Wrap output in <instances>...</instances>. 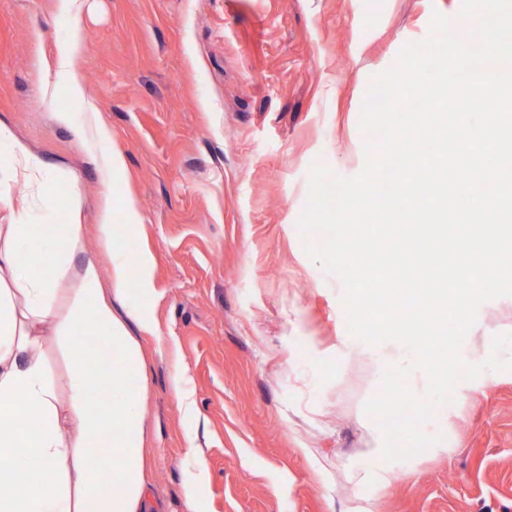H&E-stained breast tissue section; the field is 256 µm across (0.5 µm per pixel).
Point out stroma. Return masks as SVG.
Here are the masks:
<instances>
[{
	"label": "stroma",
	"instance_id": "35a3bbf8",
	"mask_svg": "<svg viewBox=\"0 0 512 512\" xmlns=\"http://www.w3.org/2000/svg\"><path fill=\"white\" fill-rule=\"evenodd\" d=\"M462 0H0V120L60 172L83 216L80 264L102 250L97 159L56 112L79 111L53 66L85 32L84 98L123 153L118 195L144 222L119 250L151 252L141 337L150 467L163 512H512V296L483 303L502 355L459 359L441 381L400 373L398 343L359 344L339 279L297 226L313 163L365 165L359 127L372 77L424 40L434 13L467 34ZM188 370L199 416L171 387ZM385 451L374 456L373 433ZM205 450L195 506L188 437Z\"/></svg>",
	"mask_w": 512,
	"mask_h": 512
}]
</instances>
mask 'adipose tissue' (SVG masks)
<instances>
[{"instance_id":"1","label":"adipose tissue","mask_w":512,"mask_h":512,"mask_svg":"<svg viewBox=\"0 0 512 512\" xmlns=\"http://www.w3.org/2000/svg\"><path fill=\"white\" fill-rule=\"evenodd\" d=\"M85 52L80 27H72L56 47V75L74 100L83 101L81 60ZM84 147L98 151L108 129L98 112L84 117L54 113ZM37 185L45 198L56 186L40 155L0 123V186ZM121 205L125 223L112 221V202L98 214L100 245L112 253L110 272L95 259L79 266L65 263L81 246L79 209L64 205L66 221L35 236L24 215L0 224V512H154L147 494L144 395L130 386L142 372L144 358L128 323L154 333L155 324L142 300L153 290L154 257L148 252L115 250L118 238L142 222L132 197ZM32 251L37 267L17 264L21 250ZM109 290H102V276ZM73 281L66 306L55 300V285ZM128 300L126 318L112 309L113 299ZM91 326L94 348L75 342L80 327ZM70 339L65 391H58L37 356L47 336ZM118 449L102 477H94L87 458L94 447Z\"/></svg>"}]
</instances>
